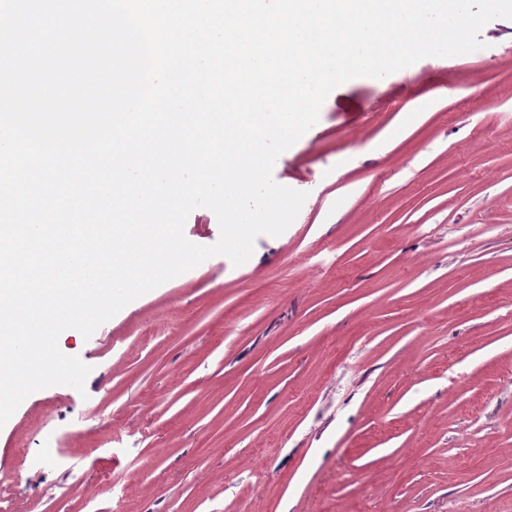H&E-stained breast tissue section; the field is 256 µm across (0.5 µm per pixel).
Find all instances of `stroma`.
<instances>
[{"label": "stroma", "mask_w": 512, "mask_h": 512, "mask_svg": "<svg viewBox=\"0 0 512 512\" xmlns=\"http://www.w3.org/2000/svg\"><path fill=\"white\" fill-rule=\"evenodd\" d=\"M479 38L335 88L247 262L61 333L91 372L0 427L12 512L106 473L110 512H512V19Z\"/></svg>", "instance_id": "35a3bbf8"}]
</instances>
